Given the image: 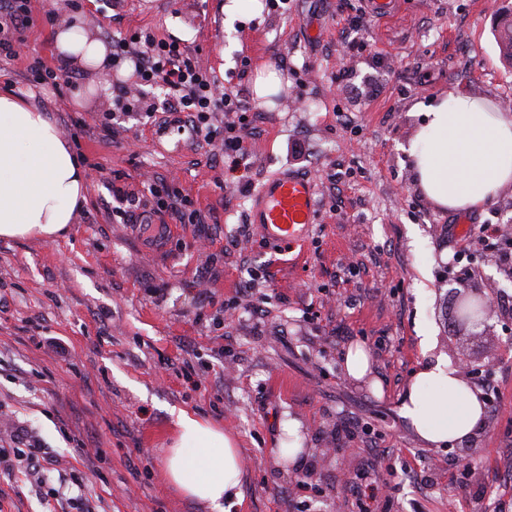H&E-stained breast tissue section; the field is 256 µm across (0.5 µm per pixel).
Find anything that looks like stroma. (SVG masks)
Wrapping results in <instances>:
<instances>
[{
  "label": "stroma",
  "mask_w": 512,
  "mask_h": 512,
  "mask_svg": "<svg viewBox=\"0 0 512 512\" xmlns=\"http://www.w3.org/2000/svg\"><path fill=\"white\" fill-rule=\"evenodd\" d=\"M229 2L31 0L23 51L0 55V90L32 98L88 167L66 237L0 239V417L14 423L0 433V512H209L161 477L175 408L237 440L243 500L229 512H359L342 481L369 471L392 485L374 512H512V309L458 326L447 284L471 276L512 297V267L471 235L495 224L512 238V191L474 211L437 209L405 151L415 104L451 91L499 107L512 97L496 43L512 0H398L388 20L365 0H245L228 27ZM65 19L111 48L139 30L185 43L255 113L252 184L281 169L310 175L315 224L269 243L218 146L178 129L186 113L165 111L166 88L141 85L132 62L109 73L131 111L113 108L110 88L75 100L86 77L59 70L51 38ZM37 61L54 77L34 81ZM270 67L281 86L257 98ZM156 179L198 223L146 233L112 214L113 191L143 198ZM356 343L382 394L344 373ZM436 358L471 360L496 394L464 475L457 442L428 447L399 415L412 376ZM291 418L308 450L293 469L270 454ZM21 448L46 469L18 474Z\"/></svg>",
  "instance_id": "obj_1"
}]
</instances>
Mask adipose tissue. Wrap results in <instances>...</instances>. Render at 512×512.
<instances>
[{"label": "adipose tissue", "mask_w": 512, "mask_h": 512, "mask_svg": "<svg viewBox=\"0 0 512 512\" xmlns=\"http://www.w3.org/2000/svg\"><path fill=\"white\" fill-rule=\"evenodd\" d=\"M57 52L86 71L89 81L107 64V45L76 22L52 33ZM423 121L408 144L418 190L436 207L473 210L512 189V113L484 97L448 93L417 105ZM85 169L58 127L39 108L0 92V239L50 242L65 236L85 201ZM399 414L424 444L474 435L486 417L479 395L444 363L421 367ZM163 476L183 495L226 512L242 501L243 472L235 442L218 426L180 410Z\"/></svg>", "instance_id": "1"}]
</instances>
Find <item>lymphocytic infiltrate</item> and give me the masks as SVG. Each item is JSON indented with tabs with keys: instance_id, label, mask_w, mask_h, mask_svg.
Returning <instances> with one entry per match:
<instances>
[{
	"instance_id": "lymphocytic-infiltrate-1",
	"label": "lymphocytic infiltrate",
	"mask_w": 512,
	"mask_h": 512,
	"mask_svg": "<svg viewBox=\"0 0 512 512\" xmlns=\"http://www.w3.org/2000/svg\"><path fill=\"white\" fill-rule=\"evenodd\" d=\"M135 69L143 84L162 85L169 89L170 109L187 113L195 135L208 142H220L224 163L229 171H237L244 155L242 128L248 122V109L228 93L218 92L216 81L199 69L180 42L145 35L143 50L135 54ZM232 113L223 127H212V111Z\"/></svg>"
}]
</instances>
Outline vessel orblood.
<instances>
[{
	"label": "vessel or blood",
	"instance_id": "1",
	"mask_svg": "<svg viewBox=\"0 0 512 512\" xmlns=\"http://www.w3.org/2000/svg\"><path fill=\"white\" fill-rule=\"evenodd\" d=\"M313 184L293 171L268 177L251 197L249 223L271 242L299 238L315 220Z\"/></svg>",
	"mask_w": 512,
	"mask_h": 512
}]
</instances>
